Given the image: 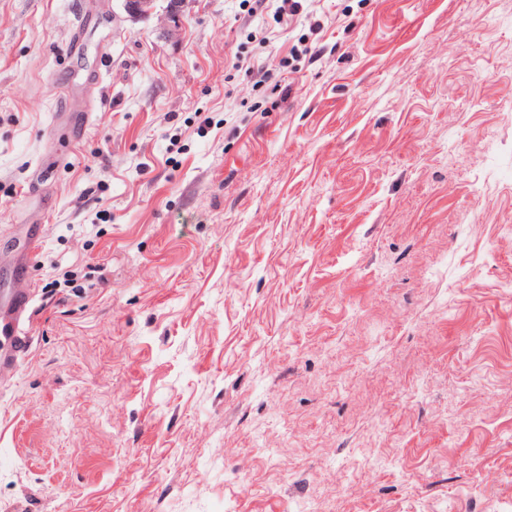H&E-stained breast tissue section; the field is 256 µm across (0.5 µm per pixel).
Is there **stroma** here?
<instances>
[{
    "mask_svg": "<svg viewBox=\"0 0 512 512\" xmlns=\"http://www.w3.org/2000/svg\"><path fill=\"white\" fill-rule=\"evenodd\" d=\"M167 6L0 0V512H512V0ZM28 307L29 297L21 293L14 298L8 319L4 320L2 324L0 318V334L12 336L10 348L3 355L0 353V377L6 372H11L27 350L26 341L14 334L19 326L25 322Z\"/></svg>",
    "mask_w": 512,
    "mask_h": 512,
    "instance_id": "obj_1",
    "label": "stroma"
}]
</instances>
